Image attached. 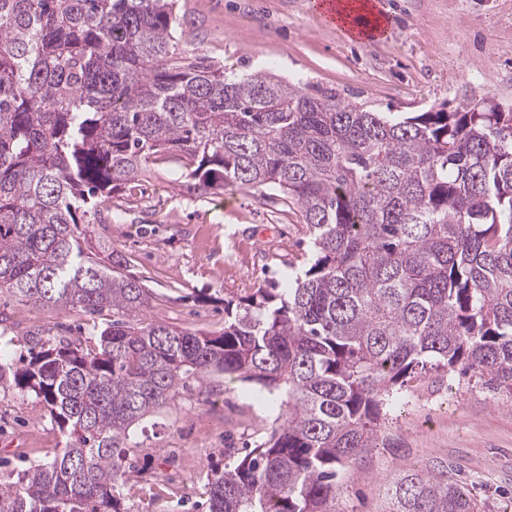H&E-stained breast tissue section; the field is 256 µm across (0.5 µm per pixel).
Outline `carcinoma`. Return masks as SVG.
I'll use <instances>...</instances> for the list:
<instances>
[{
	"instance_id": "1",
	"label": "carcinoma",
	"mask_w": 512,
	"mask_h": 512,
	"mask_svg": "<svg viewBox=\"0 0 512 512\" xmlns=\"http://www.w3.org/2000/svg\"><path fill=\"white\" fill-rule=\"evenodd\" d=\"M174 0H0V288L89 315L0 385L68 441L0 484V512H125L134 428L211 372L261 386L268 438L209 477L208 512H339V476L431 372L512 397V112H379L179 51ZM173 162L199 195L280 193L311 236L285 287L223 300L224 328L152 322L87 226ZM386 512H481L448 466L400 467Z\"/></svg>"
}]
</instances>
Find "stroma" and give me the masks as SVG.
<instances>
[{
    "instance_id": "stroma-1",
    "label": "stroma",
    "mask_w": 512,
    "mask_h": 512,
    "mask_svg": "<svg viewBox=\"0 0 512 512\" xmlns=\"http://www.w3.org/2000/svg\"><path fill=\"white\" fill-rule=\"evenodd\" d=\"M381 8L396 22L374 42L340 37L310 0H178L176 14L182 51L218 67L268 68L383 112H451L482 99L512 109V0H381ZM181 180L175 166L150 165L113 192L91 237L118 248L151 290L149 319L217 331L223 299L302 267L307 239L297 212L277 197L221 190L195 198ZM202 290L216 303H195ZM111 321L108 310L92 318L0 289V349L18 367L35 340L86 335ZM258 390L216 372L144 420L129 451L126 512H206L208 474L241 459L275 424ZM490 398L443 380L418 402L398 404L389 429L400 449H373L345 470L340 512H385L378 487L399 465L439 462L467 483L483 512H512V401ZM66 441L34 396L0 386V479L49 461Z\"/></svg>"
}]
</instances>
